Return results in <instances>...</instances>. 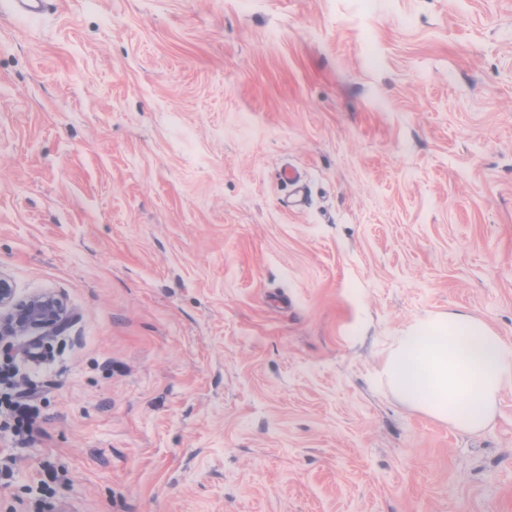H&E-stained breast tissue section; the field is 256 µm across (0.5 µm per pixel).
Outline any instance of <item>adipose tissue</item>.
<instances>
[{"label": "adipose tissue", "instance_id": "adipose-tissue-1", "mask_svg": "<svg viewBox=\"0 0 512 512\" xmlns=\"http://www.w3.org/2000/svg\"><path fill=\"white\" fill-rule=\"evenodd\" d=\"M380 376L413 408L477 433L487 427L499 393L512 386V347L470 314L432 316L403 331Z\"/></svg>", "mask_w": 512, "mask_h": 512}]
</instances>
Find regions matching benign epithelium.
Wrapping results in <instances>:
<instances>
[{"instance_id": "obj_1", "label": "benign epithelium", "mask_w": 512, "mask_h": 512, "mask_svg": "<svg viewBox=\"0 0 512 512\" xmlns=\"http://www.w3.org/2000/svg\"><path fill=\"white\" fill-rule=\"evenodd\" d=\"M65 324L66 310L59 297L37 293L20 300L11 281L0 275V336L57 333Z\"/></svg>"}]
</instances>
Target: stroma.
Masks as SVG:
<instances>
[{"label":"stroma","instance_id":"35a3bbf8","mask_svg":"<svg viewBox=\"0 0 512 512\" xmlns=\"http://www.w3.org/2000/svg\"><path fill=\"white\" fill-rule=\"evenodd\" d=\"M0 274L69 311L0 342V512H512V388L465 434L379 379L431 314L512 346V0L1 15ZM279 180L281 183L293 188L291 195L287 196L283 201L288 208H300L305 200L304 196H300L302 175L292 166H284L279 171ZM6 409L12 421V432L20 445L34 441L40 433V412L33 399L24 391L18 390L14 397L6 402Z\"/></svg>","mask_w":512,"mask_h":512}]
</instances>
